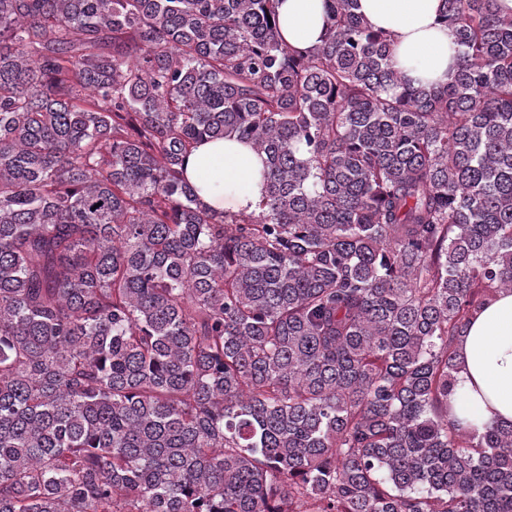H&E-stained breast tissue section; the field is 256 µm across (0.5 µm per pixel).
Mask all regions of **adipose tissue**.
I'll use <instances>...</instances> for the list:
<instances>
[{
  "instance_id": "ef3b65f1",
  "label": "adipose tissue",
  "mask_w": 512,
  "mask_h": 512,
  "mask_svg": "<svg viewBox=\"0 0 512 512\" xmlns=\"http://www.w3.org/2000/svg\"><path fill=\"white\" fill-rule=\"evenodd\" d=\"M324 0H282L279 31L293 49L319 44ZM359 12L373 29L388 33L402 78L425 87L448 83L456 45L443 20L442 0H359ZM265 157L246 141H204L184 165L200 202L214 212L253 211L262 197ZM457 381L468 398L457 415L512 425V293H498L472 320L457 345Z\"/></svg>"
}]
</instances>
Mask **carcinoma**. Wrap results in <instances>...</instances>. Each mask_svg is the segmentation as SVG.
<instances>
[{
  "instance_id": "cac0c4a2",
  "label": "carcinoma",
  "mask_w": 512,
  "mask_h": 512,
  "mask_svg": "<svg viewBox=\"0 0 512 512\" xmlns=\"http://www.w3.org/2000/svg\"><path fill=\"white\" fill-rule=\"evenodd\" d=\"M0 0V512H512L456 342L512 291V16L442 86L358 0ZM266 156L201 205L204 140ZM324 0H283L279 6V31L295 50L320 44L325 26ZM265 156L246 141H204L184 165L200 202L216 213L251 212L262 197ZM231 210L232 212H224Z\"/></svg>"
}]
</instances>
